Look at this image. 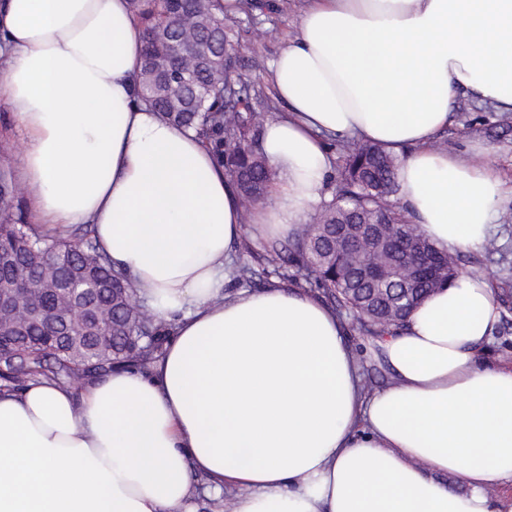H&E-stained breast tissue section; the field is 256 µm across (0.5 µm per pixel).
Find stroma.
Segmentation results:
<instances>
[{
  "label": "stroma",
  "mask_w": 512,
  "mask_h": 512,
  "mask_svg": "<svg viewBox=\"0 0 512 512\" xmlns=\"http://www.w3.org/2000/svg\"><path fill=\"white\" fill-rule=\"evenodd\" d=\"M302 4L303 0H253L252 9L224 17V34L237 56L235 75L258 94L259 111L276 114L282 110L270 93L268 63L286 39L297 34ZM454 110L455 123L441 137L440 147L452 152H463L475 145L482 147L504 189L493 236L494 252L481 249L464 253L461 268L466 272L481 270L493 280L496 297L502 302V319L494 340L478 358L508 366L512 364V112H496L463 97L457 99ZM265 246V241L257 240L250 250L239 246L234 249V266L248 265L257 272L252 290L275 282L287 287H306L303 271L291 266L282 275H265L261 261ZM339 316L346 323L349 341L361 360L365 385L372 390L385 386L390 376L379 356L375 336L366 333L351 312L343 310Z\"/></svg>",
  "instance_id": "1"
}]
</instances>
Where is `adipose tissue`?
<instances>
[{
    "mask_svg": "<svg viewBox=\"0 0 512 512\" xmlns=\"http://www.w3.org/2000/svg\"><path fill=\"white\" fill-rule=\"evenodd\" d=\"M141 54L129 0H0V104L35 223L91 225L172 326L148 371L0 385V512H190L196 474L235 489L230 512H506L490 490L512 484V367L476 358L501 318L486 275L378 340L393 381L372 393L315 294L225 285L244 229L299 234L336 137L398 158L401 205L441 250L480 248L501 181L481 148L436 140L457 95L512 111V0H306L269 65L287 110L264 125L277 176L249 212L195 133L138 98Z\"/></svg>",
    "mask_w": 512,
    "mask_h": 512,
    "instance_id": "ef3b65f1",
    "label": "adipose tissue"
}]
</instances>
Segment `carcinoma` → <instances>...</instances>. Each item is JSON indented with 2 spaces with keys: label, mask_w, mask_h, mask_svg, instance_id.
<instances>
[{
  "label": "carcinoma",
  "mask_w": 512,
  "mask_h": 512,
  "mask_svg": "<svg viewBox=\"0 0 512 512\" xmlns=\"http://www.w3.org/2000/svg\"><path fill=\"white\" fill-rule=\"evenodd\" d=\"M137 23L143 28V64L139 93L158 114L176 125L192 128L224 166L237 185L243 202L256 206L267 200L273 173L263 154L252 149L265 115L254 107L250 87L230 99V87L240 86L233 77L235 56L227 54L220 68L201 62L191 84L179 87L177 68H155L173 44L212 40L226 43L219 0H130ZM399 189L396 162L381 146L354 142L342 155L341 182L335 198L324 204L295 239L292 256L283 255L277 242L263 255L265 269L278 271L289 259L304 269L327 294L330 303L355 311L364 330L384 336L399 329L410 311L437 287L459 273L458 258L439 250L424 236L404 210L389 197ZM22 193L11 172L0 169V245L25 258L30 278L27 297H34L50 311L66 305L71 315L55 317L59 337L42 339L37 327L29 329L35 340L21 356L0 350V378L22 387L37 376L78 383L100 378L117 367L146 371L163 355L170 327L157 321L136 304L133 291L115 271L92 238L91 226L75 229L73 236L50 239L34 224H16L9 214L10 202ZM386 225L393 238L421 239L428 245L431 264H446L448 280L428 279L417 289V298L394 317L367 287H356L355 264L368 256L333 258L336 242L348 224Z\"/></svg>",
  "instance_id": "carcinoma-1"
}]
</instances>
